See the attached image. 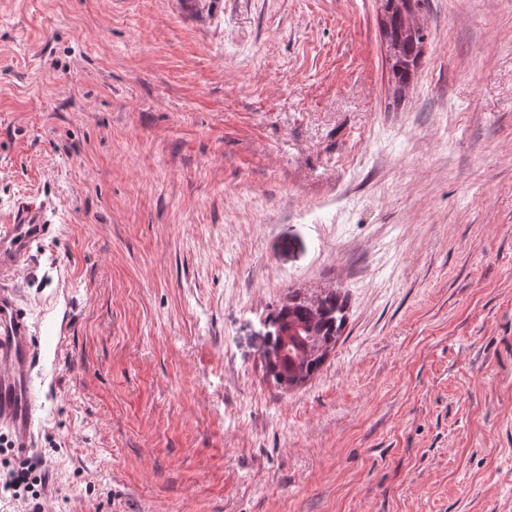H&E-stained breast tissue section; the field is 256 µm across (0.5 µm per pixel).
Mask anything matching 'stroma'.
Instances as JSON below:
<instances>
[{"label": "stroma", "instance_id": "1", "mask_svg": "<svg viewBox=\"0 0 512 512\" xmlns=\"http://www.w3.org/2000/svg\"><path fill=\"white\" fill-rule=\"evenodd\" d=\"M0 0L45 512H512V0ZM348 295L302 388L288 288ZM61 343H54L55 331ZM382 34L388 44L390 73L395 89L402 94L410 85L429 36L421 24L410 25L407 19L428 8L429 0H381ZM0 228V276L15 274L26 264L34 247L49 234L51 222L42 203L22 204L13 214L12 224ZM347 296L338 288L292 291L266 316L265 377L277 389L303 385L321 370L346 321Z\"/></svg>", "mask_w": 512, "mask_h": 512}]
</instances>
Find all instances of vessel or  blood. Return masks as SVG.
Instances as JSON below:
<instances>
[{"label":"vessel or blood","instance_id":"obj_1","mask_svg":"<svg viewBox=\"0 0 512 512\" xmlns=\"http://www.w3.org/2000/svg\"><path fill=\"white\" fill-rule=\"evenodd\" d=\"M45 205L23 204L7 228H0V275L19 272L34 247L49 234ZM39 348L27 312L12 289L0 284V426L8 428L17 457L35 447L40 388Z\"/></svg>","mask_w":512,"mask_h":512}]
</instances>
